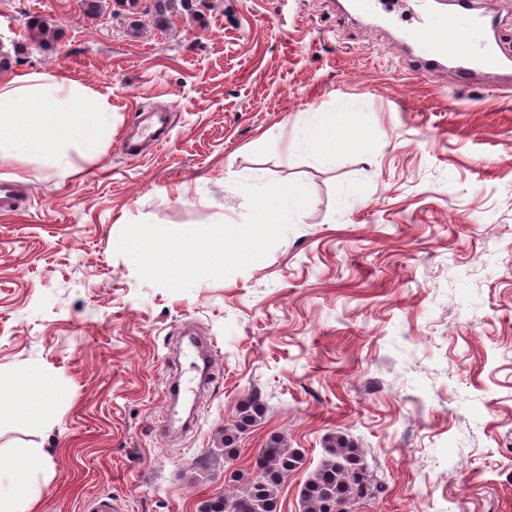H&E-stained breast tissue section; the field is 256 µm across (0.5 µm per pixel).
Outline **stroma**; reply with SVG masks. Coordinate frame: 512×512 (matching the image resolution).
I'll use <instances>...</instances> for the list:
<instances>
[{
    "label": "stroma",
    "mask_w": 512,
    "mask_h": 512,
    "mask_svg": "<svg viewBox=\"0 0 512 512\" xmlns=\"http://www.w3.org/2000/svg\"><path fill=\"white\" fill-rule=\"evenodd\" d=\"M461 13L473 56L512 67V0ZM150 0L101 14L81 0H0L9 70L61 72L112 102V138L73 172L0 164L19 206L0 213V398L29 365L57 420L0 421V448L45 449L32 512H200L224 489L238 402L267 412L239 438L249 469L271 433L304 452L280 512L342 433L383 475L354 512H512V89L422 79L405 38L415 11L343 0H193L156 24ZM491 13L494 31L477 23ZM58 30L29 43L30 18ZM172 109L170 140L140 158L122 140L141 109ZM348 107L360 145L322 161L298 130ZM303 183L310 204L268 255L186 292L142 281L116 251L127 223L241 225L243 182ZM216 342L204 391L185 336Z\"/></svg>",
    "instance_id": "35a3bbf8"
}]
</instances>
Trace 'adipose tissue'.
Returning <instances> with one entry per match:
<instances>
[{"label":"adipose tissue","instance_id":"1","mask_svg":"<svg viewBox=\"0 0 512 512\" xmlns=\"http://www.w3.org/2000/svg\"><path fill=\"white\" fill-rule=\"evenodd\" d=\"M354 129L351 113L342 109L319 113L300 134L327 161L339 150L357 146ZM111 135L112 106L106 96L59 73L0 74V162L32 154L46 163L62 165L68 148L96 156ZM14 383L33 387L43 397L21 410L14 403L0 401V416L19 412L32 425L52 424L56 411L45 399L47 387L35 370L17 371ZM48 478L43 449H13L8 467L0 469V512H29Z\"/></svg>","mask_w":512,"mask_h":512}]
</instances>
